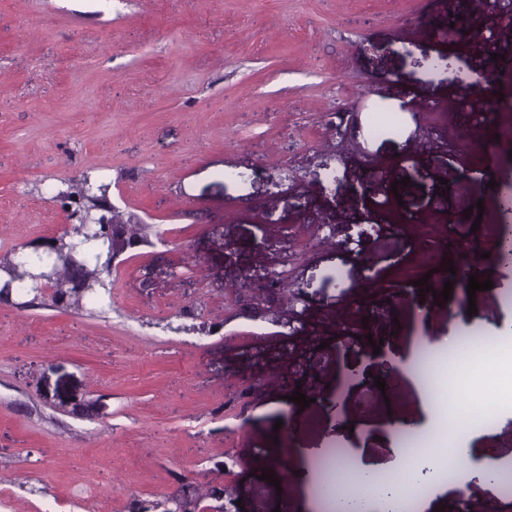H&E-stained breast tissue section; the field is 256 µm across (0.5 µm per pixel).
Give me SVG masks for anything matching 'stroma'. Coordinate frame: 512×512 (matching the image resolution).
<instances>
[{
  "mask_svg": "<svg viewBox=\"0 0 512 512\" xmlns=\"http://www.w3.org/2000/svg\"><path fill=\"white\" fill-rule=\"evenodd\" d=\"M474 0H0V256L70 230L54 191L90 177L109 184L123 213L146 224L152 245L130 250L112 296L79 308L0 304V512H129L190 489L201 504L231 490L235 512H327L297 470L345 451L329 418L363 411L337 346L336 323L370 293L369 270L394 291L382 334L438 351L457 305L400 297L391 266L426 248L415 239L370 240L361 254L328 245L305 256L307 332L282 337L288 293L265 275L285 245L322 224L388 222L363 211L364 179L406 178L408 159L448 186L462 164L483 163L512 183V159L481 136L460 138L455 72L426 78L423 54L457 52L471 76L485 69ZM469 25L454 50L447 14ZM401 113V134L368 137L367 109ZM434 122L432 135L421 127ZM295 203H288V196ZM479 228L456 224L490 251L505 218L493 192ZM162 242H155V235ZM254 288L237 287L242 272ZM477 291L486 334L512 308V274L483 262ZM201 307L212 333L178 331V312ZM318 378L289 382L312 349ZM264 358L258 380L231 377ZM339 405L324 407L327 391ZM309 449L308 458L295 456ZM280 477L270 485L263 470Z\"/></svg>",
  "mask_w": 512,
  "mask_h": 512,
  "instance_id": "1",
  "label": "stroma"
}]
</instances>
